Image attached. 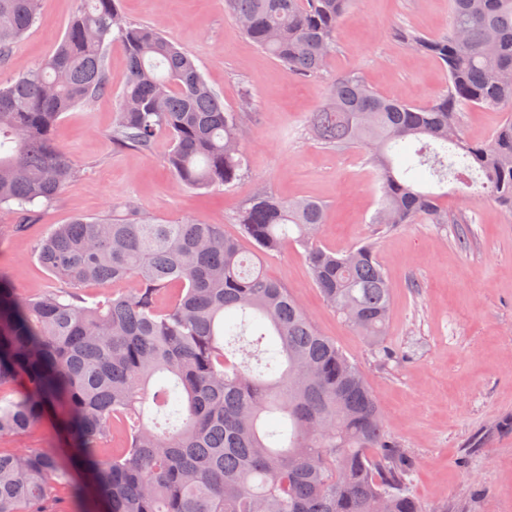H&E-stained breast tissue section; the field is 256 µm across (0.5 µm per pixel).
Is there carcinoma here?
<instances>
[{"label":"carcinoma","mask_w":512,"mask_h":512,"mask_svg":"<svg viewBox=\"0 0 512 512\" xmlns=\"http://www.w3.org/2000/svg\"><path fill=\"white\" fill-rule=\"evenodd\" d=\"M354 0H225L243 33L288 71L323 74ZM43 0H0V63L38 20ZM451 27L401 39L444 65L448 85L426 106L336 78L311 134L363 154L379 183L372 223H448L439 184L463 200L489 197L512 211V0H449ZM128 77L113 143L152 153L193 190L230 187L249 172L242 111L224 106L193 59L153 25L122 16L118 0H81L64 36L36 67L0 82V209L28 215L75 178L57 146L60 116L108 88L109 38ZM471 106L504 117L471 142ZM240 236L197 219L161 222L130 206L79 216L37 245L53 286L18 296L0 273V438L21 441L53 413L71 465L52 449L0 450V512H59L58 486L87 470L94 512H427L408 489L411 460L385 435L367 381L320 335L261 257L304 251L323 300L383 349L390 287L367 241L320 244L326 206L258 190ZM123 285L103 301L84 288ZM155 417L145 421L147 403ZM123 444L112 447V434Z\"/></svg>","instance_id":"cac0c4a2"}]
</instances>
